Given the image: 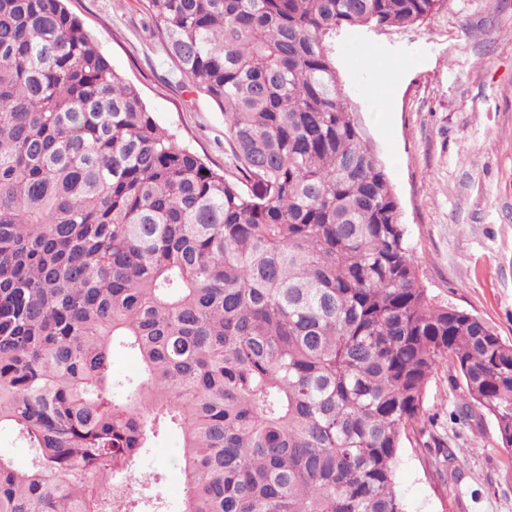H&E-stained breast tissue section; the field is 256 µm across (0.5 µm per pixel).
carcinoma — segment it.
I'll return each instance as SVG.
<instances>
[{
	"label": "carcinoma",
	"mask_w": 512,
	"mask_h": 512,
	"mask_svg": "<svg viewBox=\"0 0 512 512\" xmlns=\"http://www.w3.org/2000/svg\"><path fill=\"white\" fill-rule=\"evenodd\" d=\"M224 112L207 166L63 0H0V512H164L142 449L182 435V512H405L435 372L512 452V344L435 301L336 69V39L446 0H138ZM142 377L112 378V349ZM434 467L456 471L433 439ZM0 455L13 459L17 464H24L28 458L29 450L15 439L12 433L0 431Z\"/></svg>",
	"instance_id": "1"
}]
</instances>
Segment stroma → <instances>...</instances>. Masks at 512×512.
<instances>
[{
  "mask_svg": "<svg viewBox=\"0 0 512 512\" xmlns=\"http://www.w3.org/2000/svg\"><path fill=\"white\" fill-rule=\"evenodd\" d=\"M113 69L161 126L217 170H229L224 114L180 76L137 0H66ZM336 67L367 142L401 204L400 222L436 301L481 317L512 343V0H447L421 24L340 37ZM459 381L441 368L424 417L457 448L460 479L441 485L422 436L394 471L405 512H512V457L490 419L457 420ZM179 434L154 440L140 463L160 474L144 492L180 512Z\"/></svg>",
  "mask_w": 512,
  "mask_h": 512,
  "instance_id": "obj_1",
  "label": "stroma"
}]
</instances>
